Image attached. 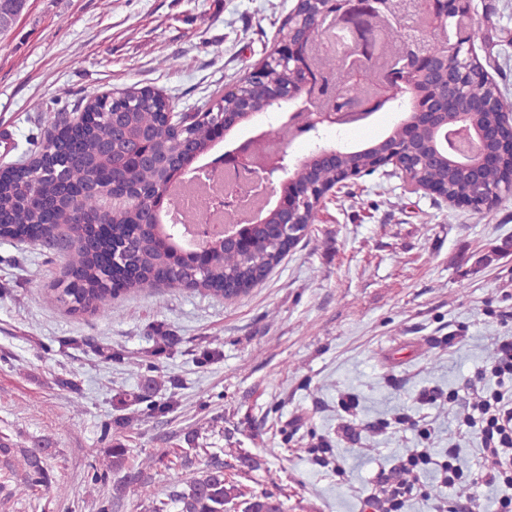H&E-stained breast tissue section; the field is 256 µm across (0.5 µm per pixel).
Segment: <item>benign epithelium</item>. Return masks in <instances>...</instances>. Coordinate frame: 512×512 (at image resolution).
<instances>
[{"mask_svg":"<svg viewBox=\"0 0 512 512\" xmlns=\"http://www.w3.org/2000/svg\"><path fill=\"white\" fill-rule=\"evenodd\" d=\"M419 11L441 49L431 51L415 39L403 48L392 44L390 33L399 24L398 13L382 0H295L288 13V30L276 45L232 88L224 98L233 104L222 112H209L212 140H223L236 127L268 111L288 105L294 128L289 142L306 141L309 155L296 156L289 149L254 166V156L264 133L236 139L217 161L233 166L264 183L276 197L271 211L278 215L279 231L290 240L301 235V214L320 208L336 190L357 180L346 168L347 149L325 140L332 128L359 125L379 112L401 106L406 112L393 130L370 147L372 168L388 167L410 180L422 162L444 158L471 169L475 181L448 195V185L424 180L412 185L416 192L440 197L453 205L475 208L481 196L496 199L512 191V107L471 98L470 90L489 80L473 52L471 0H420ZM343 39L349 72L340 90L327 91L328 74L313 62L312 48L324 34ZM494 108L499 119L476 126L473 113ZM153 131L133 138L124 164L139 162L152 153ZM313 156L336 170L334 183H321L299 172ZM198 154L187 150L169 168L177 176L187 174ZM248 236L238 224L224 225V244L243 250ZM112 283L120 285L134 271L110 254Z\"/></svg>","mask_w":512,"mask_h":512,"instance_id":"7a95c632","label":"benign epithelium"}]
</instances>
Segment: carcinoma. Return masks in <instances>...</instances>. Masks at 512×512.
I'll use <instances>...</instances> for the list:
<instances>
[{"mask_svg": "<svg viewBox=\"0 0 512 512\" xmlns=\"http://www.w3.org/2000/svg\"><path fill=\"white\" fill-rule=\"evenodd\" d=\"M26 2L0 0L1 32L12 27ZM143 94L149 105L132 103L116 111L112 109L110 95L89 98L83 111L105 113L102 122L81 127L77 142L64 154L55 152L49 142L31 167L12 169L0 177V237L74 249L65 273L67 283L58 289L57 295V301L71 314L104 312L123 291L146 292L162 284L182 288L187 270L200 261V257L180 247L171 225L155 224L137 237L132 235V217L126 208L112 211L98 207V190L112 176V160L123 156L126 135L138 133L145 125L155 129L153 157L130 169L124 179V190L138 198L139 206L144 208L151 203L153 185L163 179L162 161L170 155L184 154L182 143L166 127L165 113L173 111L172 104L165 97L152 95L148 88ZM191 135L196 153L207 156L209 137L202 126L192 130ZM430 175L448 182L450 189L462 186L468 179L467 173L442 163L433 165ZM70 185L84 191V207L79 209L70 204ZM99 215L112 223L113 251L138 272L120 290L110 284L108 266L102 261L100 245L92 230L75 237L67 233L66 225L83 224ZM247 232L252 241L247 252L227 249L221 239L211 240L209 259L192 280L194 289L226 300L237 298L255 287L260 277L267 276L288 254V241L271 236L268 225L254 224ZM172 343L171 337L159 336L152 348L142 352V361L154 376L146 381L135 402L147 417L176 409L175 401L156 399L161 386L167 382L173 386L175 382L165 378L153 364ZM48 451V445L43 443L23 452V466L30 477L25 488L44 482ZM127 461L126 449L119 444L113 446L107 468L127 471L126 480L113 486V495L119 498L135 484L152 498V512H170L172 508L176 512H227L230 506L241 512H284L283 502L274 495H247L236 481L226 476L222 463L206 464L198 474L166 492L151 488L145 480V471L156 463L155 456L148 455L133 466L127 465Z\"/></svg>", "mask_w": 512, "mask_h": 512, "instance_id": "carcinoma-1", "label": "carcinoma"}]
</instances>
